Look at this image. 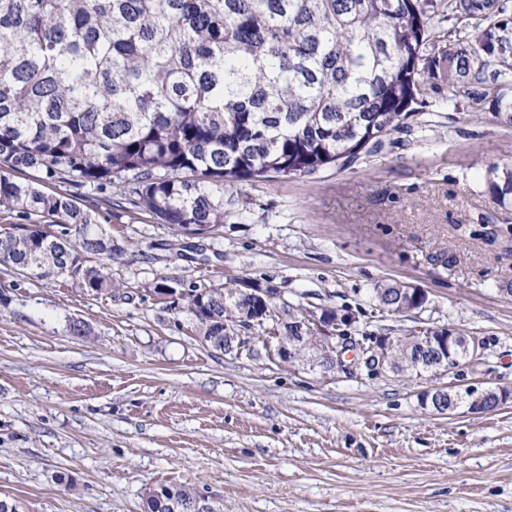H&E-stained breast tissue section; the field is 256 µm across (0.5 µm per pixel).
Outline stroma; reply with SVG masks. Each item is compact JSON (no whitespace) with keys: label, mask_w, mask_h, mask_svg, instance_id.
Masks as SVG:
<instances>
[{"label":"stroma","mask_w":512,"mask_h":512,"mask_svg":"<svg viewBox=\"0 0 512 512\" xmlns=\"http://www.w3.org/2000/svg\"><path fill=\"white\" fill-rule=\"evenodd\" d=\"M447 95L425 87L422 112L352 164L238 186L206 238L120 192L76 190L124 247L118 286L88 294L0 265V499L143 512L149 488L188 485L224 512H512V404H420L451 384L512 388V209L488 187L491 168H512V124ZM164 280L272 288L348 312L356 333L448 325L484 355L420 377L224 356L155 294ZM383 281L420 288L425 308L383 312L371 299Z\"/></svg>","instance_id":"35a3bbf8"}]
</instances>
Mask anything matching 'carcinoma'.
Returning <instances> with one entry per match:
<instances>
[{"label": "carcinoma", "mask_w": 512, "mask_h": 512, "mask_svg": "<svg viewBox=\"0 0 512 512\" xmlns=\"http://www.w3.org/2000/svg\"><path fill=\"white\" fill-rule=\"evenodd\" d=\"M425 81L511 123L512 0H0V213L34 218L0 232V264L110 290L124 247L44 185L118 187L174 232L216 234L227 192L371 153ZM489 188L512 207V170ZM400 288L373 299L400 310ZM181 300L206 347L240 315L262 318L222 287ZM272 310L267 324L292 332L293 310ZM417 355L415 335L396 338L404 373L424 372ZM169 492L178 512L198 494Z\"/></svg>", "instance_id": "carcinoma-1"}]
</instances>
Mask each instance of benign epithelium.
Masks as SVG:
<instances>
[{"mask_svg": "<svg viewBox=\"0 0 512 512\" xmlns=\"http://www.w3.org/2000/svg\"><path fill=\"white\" fill-rule=\"evenodd\" d=\"M248 297L261 307L273 305V293L267 288H260L248 284L246 288L231 289V297L240 300ZM294 320L299 332L312 329L317 335L312 337L316 353L305 358L302 366L313 371L317 368L330 370L342 366V355L350 350H357L361 354L358 362H367L374 371L392 369L391 353L395 339L392 336H380L369 347H360L356 344V337L349 332L352 318L346 314L333 312L328 308H301L295 312ZM422 345L427 353L439 360L438 370L444 373H453L465 364L479 360L482 347L477 340L462 337L453 328L429 327L422 328L420 332ZM262 342L269 358L279 363H295L297 348L302 344L304 337L288 336L282 331L272 333L270 336H244L237 332L235 336L224 337V354L238 357L243 352L255 351V341ZM463 346L466 355L455 357L453 350ZM468 398V412L483 414L495 411L512 402V389L506 387L482 388L468 385L463 388ZM455 387L448 390H428L422 397V405L432 411L445 414L457 409L453 393ZM145 512H169V493L163 486L149 491L146 496Z\"/></svg>", "mask_w": 512, "mask_h": 512, "instance_id": "obj_1", "label": "benign epithelium"}]
</instances>
